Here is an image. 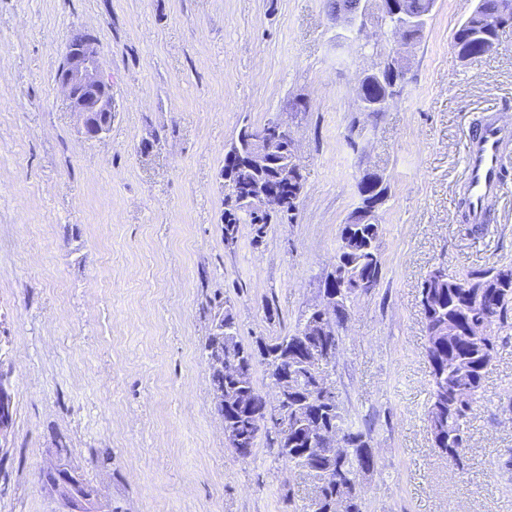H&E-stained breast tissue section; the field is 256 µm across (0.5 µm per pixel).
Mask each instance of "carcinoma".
<instances>
[{
	"label": "carcinoma",
	"instance_id": "cac0c4a2",
	"mask_svg": "<svg viewBox=\"0 0 512 512\" xmlns=\"http://www.w3.org/2000/svg\"><path fill=\"white\" fill-rule=\"evenodd\" d=\"M421 15L413 29L414 40L424 36L427 21L435 0H408ZM489 9L502 17L501 26L489 30L482 17ZM512 28V0H478L472 14L455 30L463 44L477 56L499 44L501 34ZM252 125H244L237 138L224 146V155L245 151L246 133ZM361 203H383L388 186L377 173L366 172L358 184ZM297 201L288 199L281 211L257 213L249 206L235 208L224 202V245L230 247L238 240L239 227L250 225L251 242L262 246L273 224L292 220ZM378 222L343 225L341 245L336 256L334 273L342 303L375 287L381 275ZM430 309L423 311L428 330L439 326L452 329L457 319L467 317L477 327L474 336L448 335L442 347H427L429 362L428 427L434 447L447 459L448 466L460 469L468 441L467 423L481 401L483 381L494 361L500 333L512 326V264L492 265L464 275H450L443 266L431 270L421 284ZM346 313L326 318L329 331L307 337L309 347L326 359L322 371L304 368L291 360L292 347L299 338L302 323L294 332L261 340L256 346H246L239 340L233 306L224 297L214 300L211 324L224 323V367L211 373V396L214 412L224 418L229 393L234 388L232 373L237 368L253 371L265 367L268 386L279 384V374L290 370L295 385L288 392L287 403L278 408L267 403L248 376L245 398L250 408L244 409L234 422L238 442L231 445L237 458L245 461L253 454L260 436H265L267 448L277 458L285 459L311 480L319 512H329L336 494L351 496L353 512H361L356 488V471L371 457L367 435L345 425L330 369L336 358H327L328 349L340 344L339 329ZM340 430L347 444V455L341 459L329 454L327 437Z\"/></svg>",
	"mask_w": 512,
	"mask_h": 512
}]
</instances>
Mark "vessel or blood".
I'll return each instance as SVG.
<instances>
[{
    "mask_svg": "<svg viewBox=\"0 0 512 512\" xmlns=\"http://www.w3.org/2000/svg\"><path fill=\"white\" fill-rule=\"evenodd\" d=\"M512 146V125L490 116L468 137L465 169L468 222L476 234L486 233L491 206L503 186L502 162Z\"/></svg>",
    "mask_w": 512,
    "mask_h": 512,
    "instance_id": "obj_1",
    "label": "vessel or blood"
}]
</instances>
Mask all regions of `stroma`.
Masks as SVG:
<instances>
[{
    "label": "stroma",
    "mask_w": 512,
    "mask_h": 512,
    "mask_svg": "<svg viewBox=\"0 0 512 512\" xmlns=\"http://www.w3.org/2000/svg\"><path fill=\"white\" fill-rule=\"evenodd\" d=\"M327 0H0V367L16 420L0 512H55L40 476L69 462L117 512H292L309 481L258 445L224 443L204 343L210 297L247 345L296 324L336 263L364 172L388 197L381 278L351 299L331 378L376 459L363 512H512V328L468 423L463 471L433 447L423 279L512 263V149L487 233L462 218L467 131L512 122V29L463 59L453 34L477 0H435L394 105L357 111L388 29L336 27ZM112 81V126L77 131L54 77L74 30ZM305 101L292 114L289 104ZM282 116L303 192L265 246H224V145Z\"/></svg>",
    "instance_id": "stroma-1"
}]
</instances>
